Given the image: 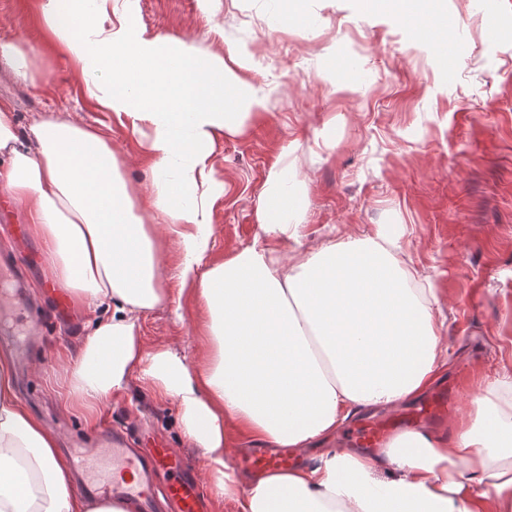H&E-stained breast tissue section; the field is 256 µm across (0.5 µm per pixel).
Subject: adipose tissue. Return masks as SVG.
<instances>
[{
	"mask_svg": "<svg viewBox=\"0 0 512 512\" xmlns=\"http://www.w3.org/2000/svg\"><path fill=\"white\" fill-rule=\"evenodd\" d=\"M135 4L45 0L42 20L93 105L142 136L148 192L127 181V157L96 129L42 118L23 139L0 97V190L23 205L51 278L102 310L67 377L68 406L111 403L134 378L176 398L184 437L237 512H512V375L488 387L452 439L409 430L373 455L339 449L242 481L230 461L237 436L303 452L335 438L356 409L427 393L448 360L440 299L413 287L384 228L300 253L306 195L284 160L260 197L254 244L206 263L223 192L216 142L243 134L268 96L245 77L246 47L220 54L148 32ZM164 241L177 251L179 295L205 318L208 351L192 364L173 346L147 348L138 332L139 312L168 300ZM15 388L1 355L0 512H130L75 493L58 435Z\"/></svg>",
	"mask_w": 512,
	"mask_h": 512,
	"instance_id": "ef3b65f1",
	"label": "adipose tissue"
}]
</instances>
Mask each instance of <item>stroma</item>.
Returning a JSON list of instances; mask_svg holds the SVG:
<instances>
[{"label":"stroma","mask_w":512,"mask_h":512,"mask_svg":"<svg viewBox=\"0 0 512 512\" xmlns=\"http://www.w3.org/2000/svg\"><path fill=\"white\" fill-rule=\"evenodd\" d=\"M44 2L0 0V45L21 44L43 73L32 86L0 61V95L12 96L20 135L40 115L86 123L134 156L126 177L146 186L139 135L88 102L42 24ZM446 5L454 27L443 54L416 36L417 21L362 12L357 0H308L306 16L285 26L268 19L263 0H221L220 36L209 33L201 0H138L136 20L216 51L247 43V77L268 93L267 110L246 133L215 146L214 178L224 193L211 211L210 260L254 242L259 197L283 154L307 190L304 248L395 225L400 257L440 297L435 316L448 365L426 397L446 398L447 409L426 426L448 437L485 383L512 371V0ZM160 271L171 295L140 313V337L198 359L207 344L203 317L179 307L172 255L161 256ZM97 316L87 302L75 325L48 324L39 359L16 377L19 400L61 448L75 438L95 445L101 427L142 417L169 447L202 461L182 434L174 399L134 385L99 406L94 422L64 410V370Z\"/></svg>","instance_id":"1"}]
</instances>
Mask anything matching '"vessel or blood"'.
I'll return each mask as SVG.
<instances>
[{
	"label": "vessel or blood",
	"mask_w": 512,
	"mask_h": 512,
	"mask_svg": "<svg viewBox=\"0 0 512 512\" xmlns=\"http://www.w3.org/2000/svg\"><path fill=\"white\" fill-rule=\"evenodd\" d=\"M22 258V253L15 250L0 253V274L13 280V289L6 297L13 325L0 331V344L13 348L23 360L32 351L25 336L42 328L43 313L27 301L28 280L22 270ZM441 408V402H428L407 419L396 418L358 430L355 439L363 447H377L393 429L436 416ZM138 441V447H129L127 432L112 429L101 433L98 447L79 452L76 468L85 492L132 503L136 512H154L161 500L170 512H206V497L195 464L156 441L149 432H140ZM242 463L264 474L294 467L296 458L282 449L258 448Z\"/></svg>",
	"instance_id": "vessel-or-blood-1"
}]
</instances>
